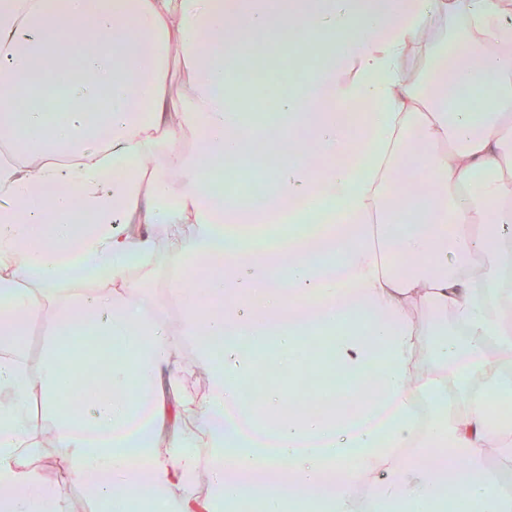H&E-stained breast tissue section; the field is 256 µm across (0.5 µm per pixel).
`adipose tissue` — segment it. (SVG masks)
<instances>
[{"label": "adipose tissue", "instance_id": "obj_1", "mask_svg": "<svg viewBox=\"0 0 512 512\" xmlns=\"http://www.w3.org/2000/svg\"><path fill=\"white\" fill-rule=\"evenodd\" d=\"M272 31L315 66L285 94L239 92L225 53ZM76 33L90 45L64 111L38 95L16 111ZM272 95L275 119L243 122L244 99ZM265 144L278 161L264 205L209 189L214 168ZM287 211L311 230L253 251ZM161 250L169 306L155 310L129 269ZM511 277L512 0H0V512H72L70 480L96 512L120 489L147 491L153 512H209L202 468L268 512H452L460 492L471 512H512L479 469L493 448L512 462V378L483 361L490 344L512 356ZM100 278L104 292L79 287ZM45 313L57 334L34 367L22 345ZM314 326L335 401L269 407L280 462L240 449L224 409L254 421L257 352L300 373ZM476 373L480 402L449 413L444 390L469 397ZM196 374L205 393L183 392ZM35 385L55 482L24 461Z\"/></svg>", "mask_w": 512, "mask_h": 512}]
</instances>
